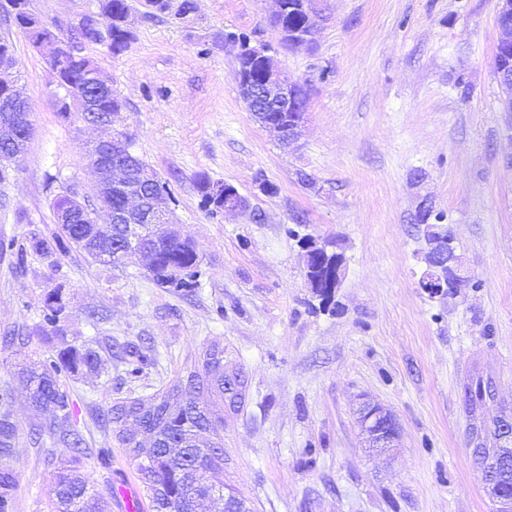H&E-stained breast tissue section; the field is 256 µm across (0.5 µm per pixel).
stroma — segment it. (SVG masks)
I'll list each match as a JSON object with an SVG mask.
<instances>
[{"instance_id":"stroma-1","label":"stroma","mask_w":512,"mask_h":512,"mask_svg":"<svg viewBox=\"0 0 512 512\" xmlns=\"http://www.w3.org/2000/svg\"><path fill=\"white\" fill-rule=\"evenodd\" d=\"M187 17L148 18L128 0L134 35L112 55L88 46L123 103L120 128L167 182L175 229L190 240L195 288L156 285L143 262L115 268L80 251L18 260L34 233L51 236V202L69 190L95 203L86 141L111 130L62 119L44 56L14 24L12 74L33 113L27 152L0 185V388L19 425L0 469L17 479L13 512H53L63 451L43 430L16 374L60 342L94 348L98 374L63 378L69 430L84 448L79 473L118 512L114 492L139 485L129 452L100 416L187 376L207 346L238 375L223 416L224 482L251 512H496L469 443L465 388L492 380L481 412L512 415V112L494 70L498 0H314L312 42L291 49L271 26L273 0H194ZM101 0H31L56 32L100 14ZM268 48L307 91L297 145L257 124L235 81L230 35ZM236 187L248 206L201 208L199 176ZM431 198L472 287L444 299L419 285ZM343 258L322 299L305 276L302 238ZM62 287L63 336H39L43 300ZM149 359L128 377V348ZM370 401L399 426L394 448H368L355 410Z\"/></svg>"}]
</instances>
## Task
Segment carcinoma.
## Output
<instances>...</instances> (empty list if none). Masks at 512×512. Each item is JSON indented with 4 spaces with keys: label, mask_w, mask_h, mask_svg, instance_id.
Listing matches in <instances>:
<instances>
[{
    "label": "carcinoma",
    "mask_w": 512,
    "mask_h": 512,
    "mask_svg": "<svg viewBox=\"0 0 512 512\" xmlns=\"http://www.w3.org/2000/svg\"><path fill=\"white\" fill-rule=\"evenodd\" d=\"M11 6L18 4L25 11L4 20L13 22L28 34L31 40L38 38L34 24L41 19L29 9V0H10ZM148 8L146 15L157 16L177 7V14L184 16L194 11V0H144ZM105 17L112 33L108 50L119 55L129 48L133 35L121 30V20L128 13L127 0H105ZM88 57L75 54L60 63L58 87L69 95L74 91H88L92 81L87 69ZM97 112L111 115L122 112V103L115 93L99 96L94 101ZM127 182L124 187L112 189L108 204L118 209L126 194L145 196L162 194L169 196L168 185L158 179L143 183L137 173L147 164L134 152L125 155ZM221 186L205 175L199 176L197 190L203 207L212 211L224 209V200L216 194ZM58 230L50 237L32 234L28 238L27 250L49 258L79 250L101 263L114 264L120 259L118 250L124 229L112 225L104 233L92 224H84L76 217L69 223H57ZM144 253L153 261L154 280L162 288H195L200 277V261L193 245L159 228L152 230L144 239ZM336 257L317 249L310 253L306 276L309 284L324 292L328 277L326 262ZM65 308L60 288H54L44 297L41 323L36 327L40 335H63L60 312ZM101 357L91 348H79L64 344L56 357L44 361H32L21 366L20 379L25 385L30 404L38 409H51L54 419L46 424L52 431L61 429L69 418V399L60 383L61 374L93 373L99 369ZM202 381V389L213 398H224V348L214 344L204 354L202 371H192ZM466 398L470 405L477 406L493 399L488 385L482 380L468 388ZM12 393L0 389V455L14 447L18 427L8 408ZM105 423L112 428L117 441L127 443V434L136 433L149 440L150 447L132 448L131 463L139 475L143 489L155 512H203L206 503L218 501L227 512H240L246 500L231 493L224 496V448L220 428L223 418L209 406L196 399L184 396L181 384L177 383L151 398L150 407L133 398L111 406L103 415ZM63 443L68 448V459L59 468L54 489V512H107L104 497L94 491L77 472L82 451L81 439L68 438L63 434ZM16 480L12 473L0 470V512H9L12 507Z\"/></svg>",
    "instance_id": "cac0c4a2"
}]
</instances>
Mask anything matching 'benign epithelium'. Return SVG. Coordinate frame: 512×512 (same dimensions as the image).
Segmentation results:
<instances>
[{"mask_svg":"<svg viewBox=\"0 0 512 512\" xmlns=\"http://www.w3.org/2000/svg\"><path fill=\"white\" fill-rule=\"evenodd\" d=\"M276 10L272 20L277 22L276 29L281 34L283 43L290 47H300L311 41L317 28L318 18L310 0H302L300 9L306 14L308 24L303 29H286L281 23V16L289 9L283 0H275ZM497 27L499 39L496 53L503 57L495 58V71L499 86L502 90L503 111L512 112V59L505 51L512 49V0H499L497 13ZM107 40L101 29V21L94 16L83 17L78 24L70 27L65 35H57L49 29L39 36V50L45 56L51 70H56L55 62L75 54L77 49L90 41ZM237 61L248 59L257 64L260 69L262 94L267 100L273 102L274 107L281 112H297L302 109L299 83L292 80L288 74L280 69L273 58L267 54V49L261 45L253 46L250 40L237 38ZM13 68V61L0 62V84L11 87L8 98L0 102V139L6 140L8 150L0 154V164L6 165L18 161L27 148V141L23 132L33 128L30 108L22 106L25 101L23 92L17 85L2 77V74ZM236 84L240 98L252 112L254 119L261 124L280 144L288 146L295 142L301 133L303 121L278 122L262 119L263 112L253 106L255 89L253 82L241 75H236ZM112 89V86L103 78L100 72H95L93 92L85 95L75 93L69 95L67 104H76L83 122L91 125L110 126L112 118H96L92 114L93 95ZM128 140L124 133L111 136L86 144L85 157L88 166L93 169L97 177V191L105 196L112 195V188L123 186L125 174L123 166L112 162V154L127 149ZM107 224L126 225L125 245L128 250L139 252L140 242L155 224H161L172 229L173 214L167 200L162 195L145 199L140 195L127 196L124 206L117 210H106ZM456 260V256L445 258V254L428 249L426 253L427 271L420 282L426 293L436 297L448 294V284L444 279L442 268ZM359 427L364 437L371 440L376 450H386L396 445L398 428L395 420L380 406L366 402L359 412ZM497 460L488 462V474L483 482L490 497L497 505V512H512V491L504 492L499 489V476L496 475Z\"/></svg>","mask_w":512,"mask_h":512,"instance_id":"7a95c632","label":"benign epithelium"}]
</instances>
